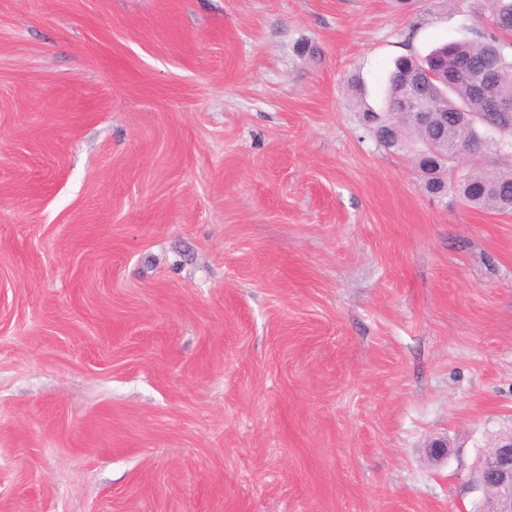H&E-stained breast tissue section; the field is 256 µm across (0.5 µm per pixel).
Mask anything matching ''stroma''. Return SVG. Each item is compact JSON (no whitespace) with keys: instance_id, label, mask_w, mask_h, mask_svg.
I'll return each mask as SVG.
<instances>
[{"instance_id":"obj_1","label":"stroma","mask_w":512,"mask_h":512,"mask_svg":"<svg viewBox=\"0 0 512 512\" xmlns=\"http://www.w3.org/2000/svg\"><path fill=\"white\" fill-rule=\"evenodd\" d=\"M471 3L0 0V512H473L512 212L361 112Z\"/></svg>"}]
</instances>
